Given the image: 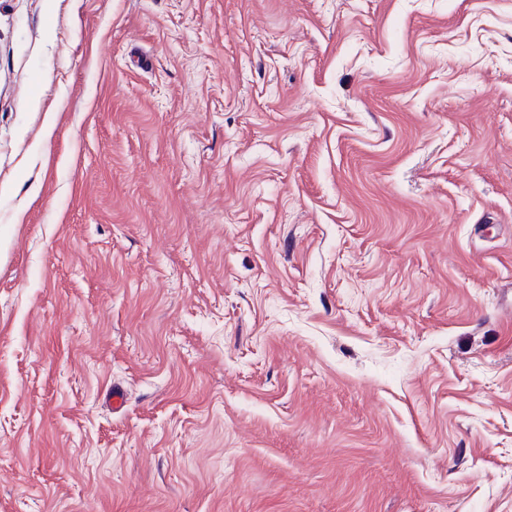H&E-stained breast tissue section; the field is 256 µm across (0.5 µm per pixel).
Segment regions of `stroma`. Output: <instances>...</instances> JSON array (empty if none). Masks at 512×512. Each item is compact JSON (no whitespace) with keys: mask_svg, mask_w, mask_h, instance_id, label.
<instances>
[{"mask_svg":"<svg viewBox=\"0 0 512 512\" xmlns=\"http://www.w3.org/2000/svg\"><path fill=\"white\" fill-rule=\"evenodd\" d=\"M0 512H512V0H0Z\"/></svg>","mask_w":512,"mask_h":512,"instance_id":"obj_1","label":"stroma"}]
</instances>
